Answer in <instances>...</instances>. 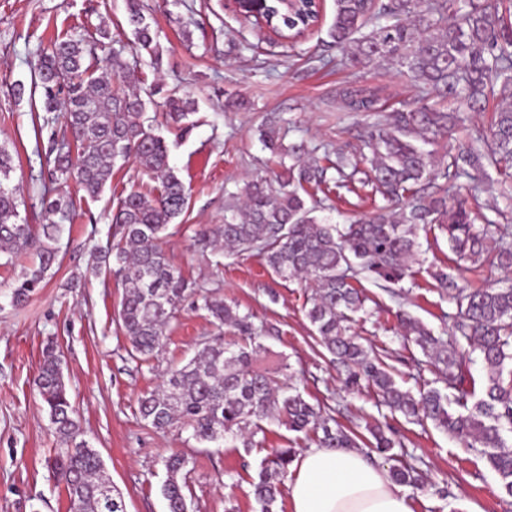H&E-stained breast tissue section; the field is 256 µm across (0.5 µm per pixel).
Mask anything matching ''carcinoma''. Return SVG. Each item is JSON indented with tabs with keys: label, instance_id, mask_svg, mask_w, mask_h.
Wrapping results in <instances>:
<instances>
[{
	"label": "carcinoma",
	"instance_id": "carcinoma-1",
	"mask_svg": "<svg viewBox=\"0 0 512 512\" xmlns=\"http://www.w3.org/2000/svg\"><path fill=\"white\" fill-rule=\"evenodd\" d=\"M335 0L329 29L339 62L353 67L386 66L417 91L415 105L405 104L385 120L367 125V152L324 154V162H306L302 145L279 157V169L269 179L247 183L241 207L224 223L203 225L196 233L201 251L222 245L233 253L257 250L279 276L302 277L314 283L306 316L320 344L346 370L345 385L365 380L382 402L418 424L433 425L477 451L512 496V279L494 280L483 288L459 285L465 264L481 262L512 272V229L488 216L474 224L468 197L476 196L490 179L488 169L512 162V0ZM127 24L134 44L159 61L155 34L142 0H125ZM316 6L302 3L293 13H277L275 23L285 40L295 41L317 19ZM95 43L58 35L42 52L37 78L48 112L63 109V134L52 143L55 154L45 188L47 223L20 221L19 188L9 186L12 157L0 148V256L3 265L31 253L37 263L20 270L13 305H25L45 274L58 261L59 225L53 216L76 212L70 191L75 182L87 197H100L118 159L133 157L142 171L159 182L155 191L132 190L117 202L111 223L116 242L95 256L93 271L115 276L124 288L119 320L139 361L157 356L167 340V328L190 297L194 306L213 318L219 333L205 336L195 355L171 367L161 386L138 401L140 418L164 431L178 424L199 443L223 442L241 435L253 420L277 414L295 433L313 435L319 448H357L356 435L335 423L326 410L309 403L296 389L278 386L274 373L256 366L262 348L252 315L224 303L220 296L196 289L167 260L162 249L169 224L188 207V192L169 166L166 141L143 119L144 103L121 86L134 73L125 48L112 52L110 72H97ZM378 88L350 83L338 96L349 112L368 116L380 111ZM500 99L498 118L488 135H481L450 156L443 185L430 180L440 165L423 145L453 139L458 116L441 108L445 101L481 112ZM167 122L184 132L195 102L170 94L164 101ZM362 178H357V175ZM466 184H459V179ZM371 187L385 201L369 215L349 223L329 224L307 199L320 192L325 200L355 183ZM436 224L448 235L455 254L454 269L434 272L439 287L450 292L457 312L453 335L464 339L462 349L434 336L422 322L397 313L403 336L428 357L447 389L429 388L414 395L402 389L385 363L371 355L349 334L352 315L365 310L367 297L356 285L365 272L376 280L398 284L412 274L417 253L416 229ZM226 324L246 336L240 345L224 340ZM478 353L488 368L481 396L462 389L465 364ZM61 355L49 343L34 379L50 431L62 448L51 461L64 485L72 512H126L98 450L81 435L76 409L63 377ZM376 453L392 460L395 440L379 426L370 430ZM296 456L293 448H277L264 460L253 483L260 512H274L281 484ZM189 460L173 453L164 460L166 477L161 495L168 512H188ZM398 484L424 487L422 474L402 463L392 468Z\"/></svg>",
	"mask_w": 512,
	"mask_h": 512
}]
</instances>
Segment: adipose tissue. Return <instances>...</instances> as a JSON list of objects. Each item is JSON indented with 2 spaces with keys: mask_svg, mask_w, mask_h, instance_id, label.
<instances>
[{
  "mask_svg": "<svg viewBox=\"0 0 512 512\" xmlns=\"http://www.w3.org/2000/svg\"><path fill=\"white\" fill-rule=\"evenodd\" d=\"M293 472L291 512H411L407 493L357 449H309Z\"/></svg>",
  "mask_w": 512,
  "mask_h": 512,
  "instance_id": "1",
  "label": "adipose tissue"
}]
</instances>
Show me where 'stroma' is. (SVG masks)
<instances>
[{
	"label": "stroma",
	"instance_id": "35a3bbf8",
	"mask_svg": "<svg viewBox=\"0 0 512 512\" xmlns=\"http://www.w3.org/2000/svg\"><path fill=\"white\" fill-rule=\"evenodd\" d=\"M163 50L159 68L141 64L136 84L146 118L167 141L169 164L190 193L187 210L175 219L163 249L194 285L217 290L255 325L272 328L263 338L259 366L275 371L279 384L293 385L314 405L335 408L336 421L358 435L367 425L389 424L399 459L415 465L428 487L408 488L413 512H512V497L500 487L485 459L432 424L419 425L380 404L367 384L349 389L345 375L316 341L306 317L313 290L308 282L277 275L257 254L200 251L195 233L202 224H220L225 209L245 183L275 167L260 132L277 114V140L304 144L308 158L324 152L360 150L364 121L343 111L336 96L350 81L384 88L383 112L415 91L386 67L355 69L335 65L328 30L334 0H324L321 19L305 38L291 43L269 38L253 20L237 16L225 0H142ZM96 54L107 60L112 36L132 39L124 0H0V146L13 159V183L22 188L19 212L29 224L45 221L43 183L49 175V147L60 123L35 91L36 67L44 47L60 32L96 36ZM25 87L14 97L13 84ZM177 93L198 103L194 126L185 136L165 123L162 102ZM247 101L228 111L226 96ZM154 186L134 160L116 162L112 181L98 199L75 191L76 214L62 220L58 263L27 304L12 303L14 281L0 271V512H70L69 501L49 461L58 442L34 385L42 350L54 343L85 438L97 448L127 512H166L160 493L162 459L173 452L190 460V512H259L252 495L262 460L296 439L297 452L314 447L313 437H294L272 418L259 420L258 444L206 447L178 427L159 433L138 415V399L157 388L170 365L191 358L198 342L214 331L206 311L183 304L168 329L161 355L132 359L119 325L123 289L108 275L93 274L97 249L112 243L108 208L130 190ZM412 275L397 293L362 279L366 313L353 316L361 336L411 392L433 386L436 374L413 343L405 342L396 314L405 311L435 335L452 334L453 303L441 296L432 276L453 264L448 238L438 228H418Z\"/></svg>",
	"mask_w": 512,
	"mask_h": 512
}]
</instances>
